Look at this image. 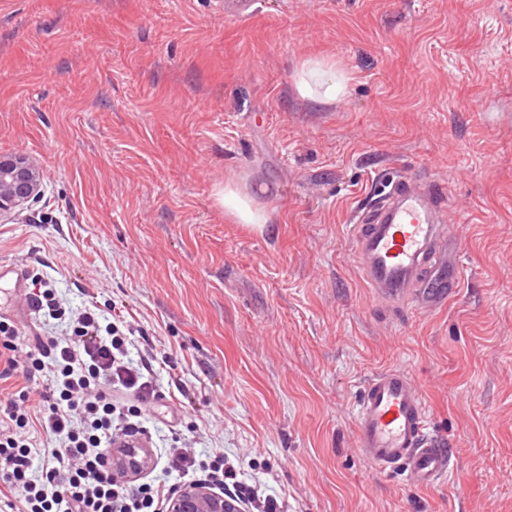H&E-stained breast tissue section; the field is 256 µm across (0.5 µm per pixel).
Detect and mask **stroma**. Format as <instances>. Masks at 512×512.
I'll use <instances>...</instances> for the list:
<instances>
[{
    "label": "stroma",
    "mask_w": 512,
    "mask_h": 512,
    "mask_svg": "<svg viewBox=\"0 0 512 512\" xmlns=\"http://www.w3.org/2000/svg\"><path fill=\"white\" fill-rule=\"evenodd\" d=\"M336 60L345 97L297 93ZM43 193L0 220V265L75 306H119L159 397L139 419L174 491L169 446L224 453L276 512H512V0H0V155ZM447 184L458 295L389 306L349 224L377 180ZM279 194L263 230L215 193ZM0 279L26 339L55 331ZM399 368L454 451L422 489L355 446L365 382ZM349 79L344 71L336 68V62L315 56L302 61L295 73V86L302 98L331 105L345 96Z\"/></svg>",
    "instance_id": "stroma-1"
}]
</instances>
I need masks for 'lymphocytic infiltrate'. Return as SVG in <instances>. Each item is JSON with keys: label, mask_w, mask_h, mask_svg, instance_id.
Here are the masks:
<instances>
[{"label": "lymphocytic infiltrate", "mask_w": 512, "mask_h": 512, "mask_svg": "<svg viewBox=\"0 0 512 512\" xmlns=\"http://www.w3.org/2000/svg\"><path fill=\"white\" fill-rule=\"evenodd\" d=\"M24 302L68 330L29 345L0 317V377L18 380L0 405V512H150L164 488L132 489L112 472V450L132 432L113 389L133 391L143 409L158 396L148 365L127 357V328L44 282Z\"/></svg>", "instance_id": "1"}]
</instances>
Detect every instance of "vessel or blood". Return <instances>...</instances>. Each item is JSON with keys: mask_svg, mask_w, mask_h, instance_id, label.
<instances>
[{"mask_svg": "<svg viewBox=\"0 0 512 512\" xmlns=\"http://www.w3.org/2000/svg\"><path fill=\"white\" fill-rule=\"evenodd\" d=\"M439 181L401 175L381 184L352 226L356 255L371 288L392 303L455 297L460 263L448 258V230ZM356 446L381 471L404 469L421 487L438 483L452 455L427 428L422 393L401 369L369 378L354 417Z\"/></svg>", "mask_w": 512, "mask_h": 512, "instance_id": "1", "label": "vessel or blood"}]
</instances>
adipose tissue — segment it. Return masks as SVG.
<instances>
[{
  "label": "adipose tissue",
  "instance_id": "ef3b65f1",
  "mask_svg": "<svg viewBox=\"0 0 512 512\" xmlns=\"http://www.w3.org/2000/svg\"><path fill=\"white\" fill-rule=\"evenodd\" d=\"M348 81V75L338 69L335 62L319 56L303 60L295 73V86L300 96L322 105L334 104L345 96ZM216 197L229 223L260 230L273 221L276 212L273 201L261 200L246 180L235 176L228 178Z\"/></svg>",
  "mask_w": 512,
  "mask_h": 512
}]
</instances>
